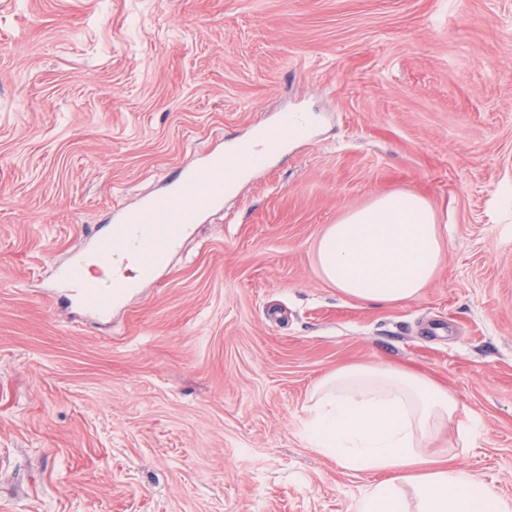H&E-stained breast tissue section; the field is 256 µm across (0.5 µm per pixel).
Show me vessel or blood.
<instances>
[{"label": "vessel or blood", "instance_id": "obj_1", "mask_svg": "<svg viewBox=\"0 0 512 512\" xmlns=\"http://www.w3.org/2000/svg\"><path fill=\"white\" fill-rule=\"evenodd\" d=\"M300 124L291 113L254 126L248 138L233 150L231 158L211 155L203 164L179 168L165 182L164 195L143 200L136 209L114 216L106 233H91V251L75 256L56 270L85 312L103 317L131 291L121 275L126 254H137L145 274L181 244L193 220L222 205L224 192L249 171L265 165L267 154L299 136ZM98 261L102 274L88 280L84 266Z\"/></svg>", "mask_w": 512, "mask_h": 512}]
</instances>
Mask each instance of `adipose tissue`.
I'll list each match as a JSON object with an SVG mask.
<instances>
[{"instance_id": "obj_1", "label": "adipose tissue", "mask_w": 512, "mask_h": 512, "mask_svg": "<svg viewBox=\"0 0 512 512\" xmlns=\"http://www.w3.org/2000/svg\"><path fill=\"white\" fill-rule=\"evenodd\" d=\"M442 257L436 216L411 192H392L328 225L316 245L324 280L366 302L416 299ZM458 400L424 377L354 364L325 377L308 408L312 448L351 474L389 473L368 486L358 512H512V499L467 470L429 463L426 450L453 426Z\"/></svg>"}]
</instances>
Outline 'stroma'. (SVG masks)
I'll use <instances>...</instances> for the list:
<instances>
[{
  "label": "stroma",
  "mask_w": 512,
  "mask_h": 512,
  "mask_svg": "<svg viewBox=\"0 0 512 512\" xmlns=\"http://www.w3.org/2000/svg\"><path fill=\"white\" fill-rule=\"evenodd\" d=\"M287 110L306 138L110 318L59 301L86 225ZM390 192L441 263L349 299L317 239ZM365 362L454 395L441 463L512 498V0H0V512H356L303 422Z\"/></svg>",
  "instance_id": "1"
}]
</instances>
